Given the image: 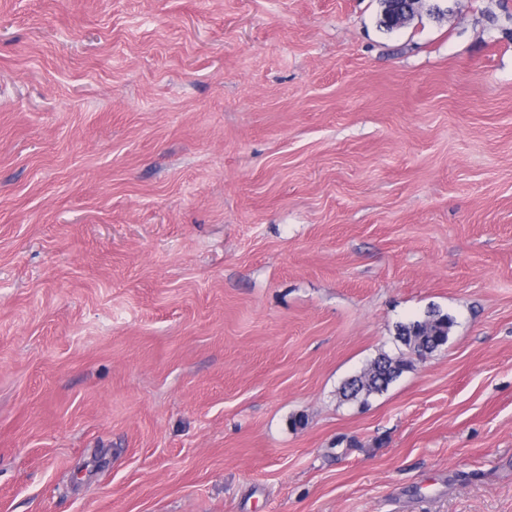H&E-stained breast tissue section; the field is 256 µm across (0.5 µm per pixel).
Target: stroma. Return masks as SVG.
Masks as SVG:
<instances>
[{
    "instance_id": "obj_1",
    "label": "stroma",
    "mask_w": 512,
    "mask_h": 512,
    "mask_svg": "<svg viewBox=\"0 0 512 512\" xmlns=\"http://www.w3.org/2000/svg\"><path fill=\"white\" fill-rule=\"evenodd\" d=\"M441 6L0 0V512H512V0ZM452 326L447 314L432 310L422 319L399 324L397 338L412 354L424 350L432 356L447 344ZM408 368L403 357L380 354L361 374L344 383L342 395L348 400L366 402L371 395L386 391Z\"/></svg>"
}]
</instances>
